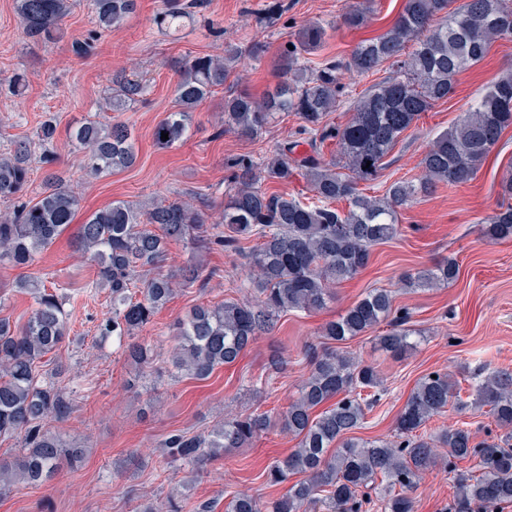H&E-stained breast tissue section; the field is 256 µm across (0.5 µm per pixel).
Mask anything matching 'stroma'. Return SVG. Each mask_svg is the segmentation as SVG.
I'll list each match as a JSON object with an SVG mask.
<instances>
[{"label": "stroma", "instance_id": "1", "mask_svg": "<svg viewBox=\"0 0 512 512\" xmlns=\"http://www.w3.org/2000/svg\"><path fill=\"white\" fill-rule=\"evenodd\" d=\"M266 2L206 0L201 17L164 35L153 23L160 0H137L127 21L102 33L93 53L79 58L72 53L71 42L93 28L82 0L65 20L64 37L47 44L23 35L15 0H0V123L5 134L32 135L48 113L56 116L62 139L75 121L107 118L104 96L117 71L137 73L149 85L145 99L119 115L136 139V164L88 177L79 168V154L62 152L58 166L69 170L82 198L74 225L33 266L0 264V290L8 292L0 311L12 322L24 324L32 310L30 297L12 290L22 276L40 277L46 289L66 298L69 336L56 359L77 385L70 394V415L53 427L64 436L79 438L88 449L78 468H62L46 486L0 496V512H136L144 495L159 501L177 497L182 512H195L204 501L215 503V512H224L225 498L236 492L261 501L283 495L286 485L268 483L265 473L273 458L285 457L297 446L296 438L280 429L206 462L198 474L188 469L171 477L161 474L160 443L178 430L206 433L236 415L285 410L309 372L303 350L311 344L326 346L321 325L372 288L393 290L396 307L409 311L410 324L420 336L416 347L396 356L379 350L370 332L338 343V350L356 361L376 366L387 389L356 437L390 438L416 382L433 371L449 373L466 403L449 404L446 412L426 423L422 435L430 438L464 423L479 442L498 434L493 417L469 401L468 379L484 366L512 368V239L497 240L480 231L481 219L499 200L503 175L512 169V128L503 133L474 180L460 186L437 185L402 207L398 234L373 247L358 275L335 286L323 312L281 315L272 331L259 336L241 359L217 368L208 379L176 374L162 361L145 373L117 346L99 343L96 327L109 315L111 299L107 291L90 287L95 268L73 247L78 225L117 200L148 208L159 201L192 198L206 214L219 213L230 175L228 160L269 155L300 125L297 116L283 115L258 137L240 138L224 129L225 92L219 89L193 112L182 142L159 147L154 131L177 107L178 67L196 55L223 53L228 42L246 48L262 41L261 57L243 59L237 66L241 87L259 95L285 80L281 55L307 23L318 21L325 28L321 43L308 56L316 65L349 56L361 40L383 33L403 6V0H376L366 25L351 30L340 22L345 0H285L287 13L277 25L263 28L256 18ZM21 69L27 73V85L15 95L8 85ZM508 73H512V40H500L480 63L457 75L453 96L421 116L387 156L380 178L361 183V191L380 195L394 181H418L420 161L436 136ZM253 245V240H245L234 251L217 246L197 249L185 240L170 242L164 270L193 263L209 278L206 284L180 288L139 331L140 341L167 354L174 343L171 328L178 319L196 305L237 297V285L246 275L245 256ZM445 257L459 265L456 281L430 290L401 288L403 273L431 267ZM275 353L285 360L278 372L269 365ZM132 452L141 454L142 466H127ZM455 494L453 474L433 468L412 492L415 512H449Z\"/></svg>", "mask_w": 512, "mask_h": 512}]
</instances>
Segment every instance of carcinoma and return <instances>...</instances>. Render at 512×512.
<instances>
[{"label":"carcinoma","instance_id":"cac0c4a2","mask_svg":"<svg viewBox=\"0 0 512 512\" xmlns=\"http://www.w3.org/2000/svg\"><path fill=\"white\" fill-rule=\"evenodd\" d=\"M374 0H350L343 23L361 28ZM75 0H17L23 33L44 42L60 38ZM202 0H162L154 22L162 31L177 30L194 17ZM96 29L72 42L77 57L94 50L95 38L120 26L134 10L135 0H85ZM324 28L306 25L282 64L287 78L257 98L246 90L224 96V128L241 136H256L275 114L293 112L301 124L302 140L279 145L272 154L255 160L231 159L224 189V210L212 232L203 235L204 214L191 201L175 199L137 208L114 201L79 226L77 245L96 267L91 287L109 291L112 312L97 326L102 340L112 339L128 358L151 369L159 354L153 346L134 341L137 332L187 284H205L198 267L181 276L160 272L167 246L173 240L235 248L242 239L257 243L249 256V273L238 285L243 298L199 305L173 325L178 343L167 362L180 374L208 379L220 366L235 362L256 340L269 332L281 314L322 310L336 284L355 276L370 258V248L399 231V208L420 191L438 184L459 186L473 180L482 161L512 127V75L500 78L474 100L448 131L439 134L421 159L422 178L416 186L393 182L381 196L358 189L360 181H374L401 137L421 115L451 97L456 76L479 63L497 40L512 39V0H404L402 10L382 34L362 41L345 59L311 66L305 54L318 46ZM257 41L244 51L224 44V55L194 56L178 70L177 110L156 127L157 144L169 148L180 142L191 113L235 73L241 57H259ZM385 76L350 102L341 79L346 72ZM148 84L135 74L114 75L106 107L125 112L143 100ZM349 104L351 118L343 125L328 122L329 114ZM168 139L161 138V132ZM311 154L298 157L300 143ZM337 147L328 160L321 157L326 143ZM68 146L82 154V168L90 175L128 168L137 158L131 128L121 120L104 124L84 118L68 132ZM38 154L44 169L40 190L29 194L31 156ZM58 158L57 120L45 116L33 136L0 134V262L31 266L71 224L81 197L63 172ZM305 180L308 196L285 195L262 188L265 181ZM501 198L484 219L482 231L495 239L512 238V177L501 182ZM344 202L346 206L337 207ZM459 265L444 258L432 267L402 276L407 288H439L457 279ZM15 288L31 296L33 309L21 326L0 316V439L20 444L18 453L0 459V496L24 484L39 487L53 479L63 464L82 461L86 449L47 426L71 410L61 386L60 363L46 368V356L68 336L63 298L47 292L41 281L25 277ZM409 313L397 312L388 289H372L337 319L322 328L327 340L342 342L361 336L382 323L389 329L377 337L380 348L399 354L412 348L413 331L406 328ZM304 357L310 366L298 396L274 418L250 413L224 420L209 433L178 431L160 444L159 468L176 473L198 469L204 461L241 448L273 426L299 439L297 448L275 460L268 469L270 483L301 475L280 498L265 503L236 494L224 512H362L371 493L382 490V512H415L411 493L427 470L473 459L479 474L460 475L452 512H496L512 503V370L484 367L472 377L475 400L489 408L504 433L477 442L462 424L444 429L436 441L445 448L438 455L432 443L416 435L433 416L457 397L455 382L442 372L418 380L397 417L393 440H364L352 436L362 428L366 411L381 400H368L366 389L383 382L373 365L360 366L330 348L309 346ZM326 410H315L328 401ZM324 496H318V493ZM138 512H181L172 499L145 498Z\"/></svg>","mask_w":512,"mask_h":512}]
</instances>
